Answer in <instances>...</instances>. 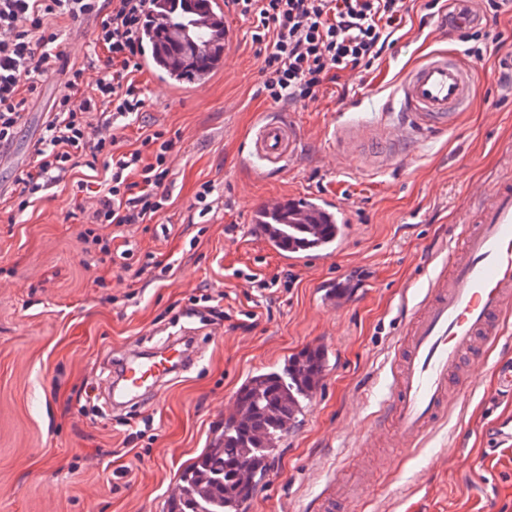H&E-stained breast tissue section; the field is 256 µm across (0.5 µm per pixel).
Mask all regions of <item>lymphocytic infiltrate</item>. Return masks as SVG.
Returning a JSON list of instances; mask_svg holds the SVG:
<instances>
[{
    "mask_svg": "<svg viewBox=\"0 0 512 512\" xmlns=\"http://www.w3.org/2000/svg\"><path fill=\"white\" fill-rule=\"evenodd\" d=\"M251 19L264 88L274 103L318 99L346 73L380 65L411 10L407 0H230ZM148 0H0V146L19 134L42 79L59 73L33 162L21 170L9 211L32 207L39 193L66 185L87 227L83 242L112 256L114 229L158 219L172 200L174 140L151 130L126 149L119 129L141 122L146 106L134 75ZM94 25L93 50L82 64L59 48L58 20ZM102 170L97 183L79 168Z\"/></svg>",
    "mask_w": 512,
    "mask_h": 512,
    "instance_id": "f902f5d3",
    "label": "lymphocytic infiltrate"
}]
</instances>
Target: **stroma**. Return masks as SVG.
I'll use <instances>...</instances> for the list:
<instances>
[{"instance_id":"1","label":"stroma","mask_w":512,"mask_h":512,"mask_svg":"<svg viewBox=\"0 0 512 512\" xmlns=\"http://www.w3.org/2000/svg\"><path fill=\"white\" fill-rule=\"evenodd\" d=\"M420 16L411 12L391 54L352 77L347 96L331 86L318 100L289 107L303 135L299 153L261 179L240 161L239 145L279 106L262 91L248 21L231 16L224 69L200 96L161 94L152 73L140 72L147 121L175 141V184L174 202L157 221L123 227L131 260L116 255L102 263L87 251L69 189L47 190L21 214L0 209V512H166L170 482L207 448L243 380L315 344L327 354L324 381L283 438L251 512H311L327 487L357 494L356 512H512V442L489 438L496 419L512 421V399L497 395V367L512 355L507 342L471 360L468 386L450 390L446 419L419 446L367 445L390 349L405 331L404 303L424 285L422 258L470 191L491 185L502 156L512 153V91L497 83L500 59L512 55V16L485 15L481 29L505 41L478 68L475 102L454 130L419 142L400 165L379 167L363 150L352 159L336 156L333 127L350 99L387 96L433 50H462L458 36L438 41L437 21L424 25ZM60 91L41 84L17 138L0 150V196H10L32 162ZM206 181L217 208L195 224L191 204ZM305 191L352 209L345 250L297 269L296 285L279 293L271 319L252 332L202 325L191 302L200 291L247 309L251 290L234 270L270 276L281 268L251 232L248 208ZM151 257L173 262L172 275L141 272ZM352 266L366 271L365 288L346 308L324 309L322 285H344ZM183 325L197 328L203 360L157 401L115 410L97 391L82 397L129 347L154 348ZM129 435L132 451L108 456ZM122 464L129 472L119 478Z\"/></svg>"}]
</instances>
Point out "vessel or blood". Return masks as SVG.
I'll use <instances>...</instances> for the list:
<instances>
[{
	"label": "vessel or blood",
	"instance_id": "vessel-or-blood-1",
	"mask_svg": "<svg viewBox=\"0 0 512 512\" xmlns=\"http://www.w3.org/2000/svg\"><path fill=\"white\" fill-rule=\"evenodd\" d=\"M441 25L447 36L474 20L467 6ZM199 24L213 33L228 32L225 9L207 6ZM476 73L456 54L437 51L400 78L386 97L377 118L356 120L348 104L336 121L334 138L341 155L371 139L384 145L383 162L402 159L403 147L420 138L447 133L461 112L470 108ZM301 134L287 113L267 116L241 155L252 172L285 166L298 154ZM509 175L490 188L473 192L468 216L452 226L454 245L443 263L427 271V286L418 295L405 336L391 364L392 382L382 421L372 422L371 434L389 432L396 447L418 446L428 429L448 409V384L460 379L467 356L484 351L504 334L512 316V159ZM252 230L283 262L297 267L338 254L349 238L348 208L331 197L314 194L271 196L250 208ZM349 289L327 290L325 304L336 310L356 297L360 278L349 273ZM201 360L194 340L175 337L150 351H131L119 358V382L112 388V404L122 408L156 400L171 372L191 371Z\"/></svg>",
	"mask_w": 512,
	"mask_h": 512
}]
</instances>
